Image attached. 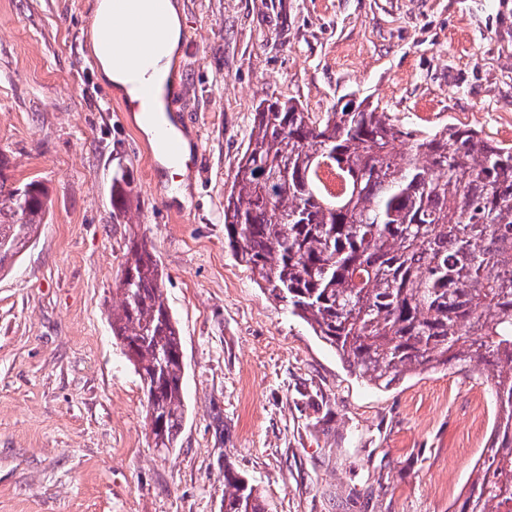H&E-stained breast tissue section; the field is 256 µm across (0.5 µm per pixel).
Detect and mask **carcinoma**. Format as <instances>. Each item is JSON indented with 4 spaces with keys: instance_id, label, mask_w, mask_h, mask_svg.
<instances>
[{
    "instance_id": "cac0c4a2",
    "label": "carcinoma",
    "mask_w": 512,
    "mask_h": 512,
    "mask_svg": "<svg viewBox=\"0 0 512 512\" xmlns=\"http://www.w3.org/2000/svg\"><path fill=\"white\" fill-rule=\"evenodd\" d=\"M0 158V272L42 223L48 189L8 183ZM224 240L269 294L387 389L411 374L494 370L491 444L458 512H498L511 495L512 146L467 127L419 133L362 100L317 117L265 98L224 195ZM112 334L139 376L154 447H176L185 416L182 340L164 272L132 238ZM221 512H266L224 465Z\"/></svg>"
}]
</instances>
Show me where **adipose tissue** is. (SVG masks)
I'll return each mask as SVG.
<instances>
[{"label": "adipose tissue", "instance_id": "obj_1", "mask_svg": "<svg viewBox=\"0 0 512 512\" xmlns=\"http://www.w3.org/2000/svg\"><path fill=\"white\" fill-rule=\"evenodd\" d=\"M152 0H141L135 22L140 32L151 38L154 51L147 61H139L135 54L125 58L111 55L108 41L115 31L112 18V0H96L90 28V46L98 61L103 78L127 100L139 101L141 82H151L155 94L150 103L159 123H167V79L173 73L182 37L181 7L178 0H170L166 25L160 32H153L150 25Z\"/></svg>", "mask_w": 512, "mask_h": 512}]
</instances>
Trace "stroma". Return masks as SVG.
<instances>
[{"label":"stroma","mask_w":512,"mask_h":512,"mask_svg":"<svg viewBox=\"0 0 512 512\" xmlns=\"http://www.w3.org/2000/svg\"><path fill=\"white\" fill-rule=\"evenodd\" d=\"M94 2L0 0V156L49 189L0 273V512H220L225 462L267 512H456L490 442L492 370L386 390L351 376L235 258L224 194L264 98L319 114L366 99L412 130L511 145L512 0H180L169 118L199 154L181 200L111 105ZM133 237L182 338L187 415L167 453L110 326Z\"/></svg>","instance_id":"35a3bbf8"}]
</instances>
